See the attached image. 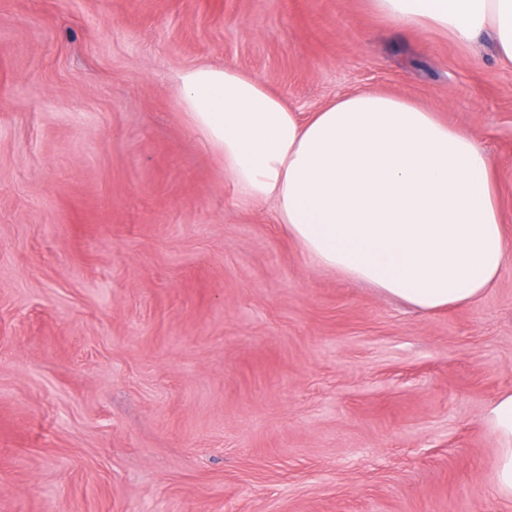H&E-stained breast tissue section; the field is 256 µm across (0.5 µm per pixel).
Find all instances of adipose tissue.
Wrapping results in <instances>:
<instances>
[{"mask_svg":"<svg viewBox=\"0 0 512 512\" xmlns=\"http://www.w3.org/2000/svg\"><path fill=\"white\" fill-rule=\"evenodd\" d=\"M403 25L461 41L488 32L512 67V0H371ZM191 131L242 199L270 201L314 265L422 312L466 305L512 264L493 161L462 127L404 99L355 91L301 117L266 82L201 63L176 78ZM493 493L512 502V391L486 408Z\"/></svg>","mask_w":512,"mask_h":512,"instance_id":"adipose-tissue-1","label":"adipose tissue"}]
</instances>
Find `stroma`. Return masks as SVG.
<instances>
[{
  "label": "stroma",
  "mask_w": 512,
  "mask_h": 512,
  "mask_svg": "<svg viewBox=\"0 0 512 512\" xmlns=\"http://www.w3.org/2000/svg\"><path fill=\"white\" fill-rule=\"evenodd\" d=\"M199 63L466 129L512 239V69L370 0H0V512H512V267L424 313L312 267L190 132ZM485 426L497 441V466L493 493L512 502V391L499 394L486 408Z\"/></svg>",
  "instance_id": "obj_1"
}]
</instances>
